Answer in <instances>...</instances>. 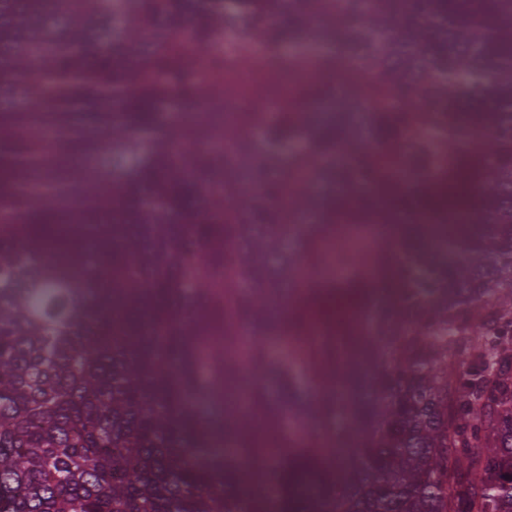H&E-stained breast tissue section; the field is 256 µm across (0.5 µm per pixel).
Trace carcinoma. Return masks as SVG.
<instances>
[{
	"label": "carcinoma",
	"instance_id": "obj_1",
	"mask_svg": "<svg viewBox=\"0 0 512 512\" xmlns=\"http://www.w3.org/2000/svg\"><path fill=\"white\" fill-rule=\"evenodd\" d=\"M317 42L324 79L200 119ZM66 224L96 235L57 262ZM450 224L481 279L448 281ZM272 333L317 383L303 434L269 414ZM354 337L369 423L337 422ZM250 459L264 496L224 488ZM286 508L512 512V0H0V512Z\"/></svg>",
	"mask_w": 512,
	"mask_h": 512
}]
</instances>
